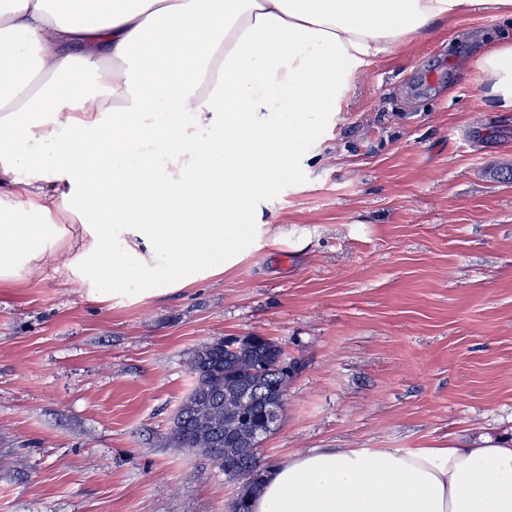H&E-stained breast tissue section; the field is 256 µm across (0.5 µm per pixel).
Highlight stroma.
Masks as SVG:
<instances>
[{
  "mask_svg": "<svg viewBox=\"0 0 512 512\" xmlns=\"http://www.w3.org/2000/svg\"><path fill=\"white\" fill-rule=\"evenodd\" d=\"M505 38L476 10L348 76L223 274L105 302L62 268L0 285V512H231L237 483L170 444L195 349L227 336L298 366L266 466L512 438V112L477 67Z\"/></svg>",
  "mask_w": 512,
  "mask_h": 512,
  "instance_id": "stroma-1",
  "label": "stroma"
}]
</instances>
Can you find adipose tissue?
Segmentation results:
<instances>
[{"label": "adipose tissue", "instance_id": "obj_1", "mask_svg": "<svg viewBox=\"0 0 512 512\" xmlns=\"http://www.w3.org/2000/svg\"><path fill=\"white\" fill-rule=\"evenodd\" d=\"M477 6L512 20V0H0V284L60 262L103 302L222 273L344 75ZM477 65L512 109V41ZM201 206L235 221L187 223ZM251 510L512 512V442L321 448Z\"/></svg>", "mask_w": 512, "mask_h": 512}]
</instances>
